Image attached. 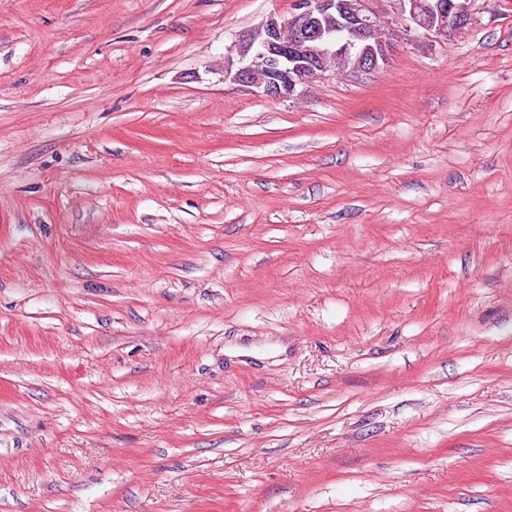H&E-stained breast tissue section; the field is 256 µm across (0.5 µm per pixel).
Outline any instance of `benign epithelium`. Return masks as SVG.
Wrapping results in <instances>:
<instances>
[{
    "mask_svg": "<svg viewBox=\"0 0 512 512\" xmlns=\"http://www.w3.org/2000/svg\"><path fill=\"white\" fill-rule=\"evenodd\" d=\"M404 31L439 39L462 33L470 23L467 0H393ZM401 39L381 23L368 0H299L289 17L272 16L242 35L224 66V78L259 89L261 96L290 101L299 88L341 64L352 72L386 65Z\"/></svg>",
    "mask_w": 512,
    "mask_h": 512,
    "instance_id": "7a95c632",
    "label": "benign epithelium"
}]
</instances>
